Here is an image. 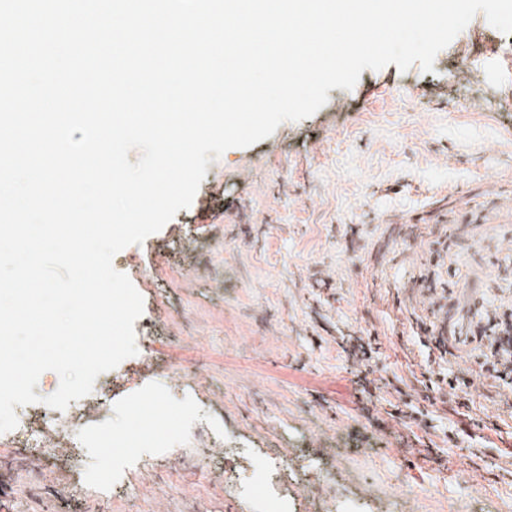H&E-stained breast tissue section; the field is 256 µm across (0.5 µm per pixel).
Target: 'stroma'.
I'll list each match as a JSON object with an SVG mask.
<instances>
[{
  "label": "stroma",
  "instance_id": "35a3bbf8",
  "mask_svg": "<svg viewBox=\"0 0 512 512\" xmlns=\"http://www.w3.org/2000/svg\"><path fill=\"white\" fill-rule=\"evenodd\" d=\"M507 52L512 35L479 13L433 72L363 70L312 116L210 162L192 204L112 260L144 316L166 325L157 357L193 366L226 445L266 449L301 473L302 506L512 512V388L480 373L479 342L456 337L464 320L512 306V70L449 76L459 58ZM486 208L493 220L476 223ZM173 239L180 251L159 264L155 244ZM426 274L437 293L414 287ZM417 317L451 336L439 369L468 374L471 405L438 404L427 425L387 430L379 422L400 394L422 401ZM368 332L378 370L402 391L375 393L366 414L339 344ZM420 444L442 460L418 456ZM197 450L183 430L170 475L145 461L137 498L112 512H190L203 498L211 512H250L243 474L184 470ZM94 497L52 460L0 468V512H92Z\"/></svg>",
  "mask_w": 512,
  "mask_h": 512
}]
</instances>
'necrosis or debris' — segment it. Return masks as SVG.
<instances>
[{"label":"necrosis or debris","mask_w":512,"mask_h":512,"mask_svg":"<svg viewBox=\"0 0 512 512\" xmlns=\"http://www.w3.org/2000/svg\"><path fill=\"white\" fill-rule=\"evenodd\" d=\"M14 411L18 424L0 434V445L22 449L33 459L59 457L74 463L82 449L95 447L101 437L112 432L109 410L95 392L70 401L62 411L41 402L18 405ZM198 428L201 452L197 466L214 463L219 455L229 454L261 476V489L252 495L254 512H296L299 478L287 462L272 458L260 448L222 449L216 440L223 431L211 425L206 416H199ZM137 467L136 457L121 452L113 455L110 467H85L79 480L95 488L101 501L131 500L137 492L129 476Z\"/></svg>","instance_id":"4bbe7bcc"}]
</instances>
